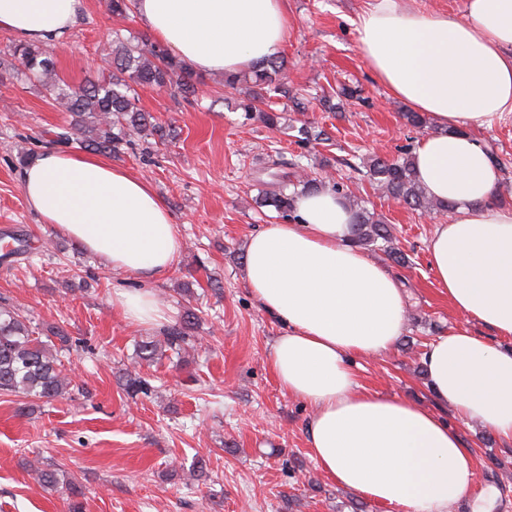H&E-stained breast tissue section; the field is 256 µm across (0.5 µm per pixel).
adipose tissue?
I'll use <instances>...</instances> for the list:
<instances>
[{
  "mask_svg": "<svg viewBox=\"0 0 512 512\" xmlns=\"http://www.w3.org/2000/svg\"><path fill=\"white\" fill-rule=\"evenodd\" d=\"M144 28L196 72L237 74L288 39L284 0H134ZM80 0H0V31L62 42ZM359 48L396 99L435 127L413 152L416 178L454 204L427 241L429 268L467 325L420 356L428 388L464 423L512 443V206L495 202L497 174L473 131L512 112V0H466L461 16L374 0ZM29 208L112 270L166 276L182 250L178 224L150 183L90 153L42 150L21 173ZM296 220L253 233L245 277L283 326L268 361L281 390L308 405L312 459L335 483L387 512H448L469 493L477 461L457 430L408 398L361 389L357 357L388 352L405 327L399 278L350 240L353 214L331 190L295 199ZM131 325L170 321L152 288L115 291ZM485 327L499 343L477 334Z\"/></svg>",
  "mask_w": 512,
  "mask_h": 512,
  "instance_id": "1",
  "label": "adipose tissue"
}]
</instances>
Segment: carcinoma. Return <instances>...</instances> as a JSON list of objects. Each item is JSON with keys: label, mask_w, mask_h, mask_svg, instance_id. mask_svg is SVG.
<instances>
[{"label": "carcinoma", "mask_w": 512, "mask_h": 512, "mask_svg": "<svg viewBox=\"0 0 512 512\" xmlns=\"http://www.w3.org/2000/svg\"><path fill=\"white\" fill-rule=\"evenodd\" d=\"M24 66L25 75L39 83L54 101L71 116L68 124L50 132L46 144L67 148L73 144L103 155L119 156L131 144L135 135L156 136L165 142L168 134L153 122L150 113L139 106L137 87L173 89L184 98L197 92V78L182 60L173 56L165 46L150 41H119L99 67L97 76L74 85L56 72V62L49 51L29 43L12 42L7 53L0 58V66L15 68L16 62ZM287 62L280 56L257 62L249 73L224 78V87L237 89L243 94L238 103L246 119H257L269 128L280 126V113L263 108L273 97H284L293 102L299 112L305 110L303 94L288 88ZM325 131L313 130L308 123L297 127L295 143L303 152L285 160L282 153L269 155L271 165L303 169V159L312 154L315 144L324 140ZM363 176L375 189L413 210H435L448 213L449 203L442 204L426 195L416 180L413 152L407 147L393 159L370 157L362 162ZM317 178L291 179L284 175L268 189L260 190L259 204L269 207L276 217H293L294 198L298 191L321 188ZM353 244L380 250L395 265L404 267L409 257L395 246L396 237L391 225L377 218L365 206L354 205L351 227ZM199 315L187 309L179 323L168 326L159 336H147L137 343L138 360L151 365L162 359L166 352L185 356L196 344L192 334ZM70 348V336L63 327L52 331V336L41 338L32 322L6 304H0V392L36 397L64 399L70 395L71 379L65 373L64 353ZM130 396L148 395V379L136 375L126 379ZM38 482L52 490L60 485L74 497L70 512H82V503L76 500V484L63 478L64 471L51 466L35 467Z\"/></svg>", "instance_id": "1"}]
</instances>
